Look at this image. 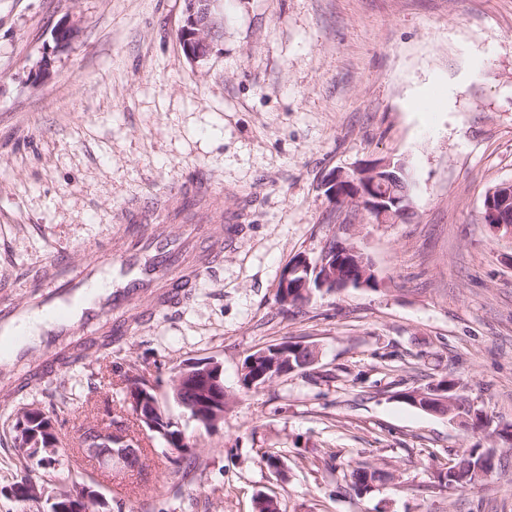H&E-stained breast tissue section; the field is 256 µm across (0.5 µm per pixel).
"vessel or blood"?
Listing matches in <instances>:
<instances>
[{
	"label": "vessel or blood",
	"instance_id": "1",
	"mask_svg": "<svg viewBox=\"0 0 512 512\" xmlns=\"http://www.w3.org/2000/svg\"><path fill=\"white\" fill-rule=\"evenodd\" d=\"M190 223H180L182 215ZM222 220L212 186L174 184L161 201L146 202L123 218L96 258L72 268L63 258L45 263L32 285L36 298L15 301L0 288V371L28 360L22 330L31 317L44 320L42 356L26 380L37 383L55 367L91 354L102 337L124 335L132 324L173 307L224 257Z\"/></svg>",
	"mask_w": 512,
	"mask_h": 512
}]
</instances>
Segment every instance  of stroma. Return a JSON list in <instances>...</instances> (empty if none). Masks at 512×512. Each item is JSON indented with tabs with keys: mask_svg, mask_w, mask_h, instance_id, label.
Here are the masks:
<instances>
[{
	"mask_svg": "<svg viewBox=\"0 0 512 512\" xmlns=\"http://www.w3.org/2000/svg\"><path fill=\"white\" fill-rule=\"evenodd\" d=\"M207 58L182 47L184 0H0V282L47 260L82 263L122 211L174 182L207 181L223 203L224 258L180 303L133 325L110 350L21 390L0 375V512H47L60 492L12 426L29 407L76 447L82 403L146 374L196 448L172 465L141 433L134 470L83 458L126 512H512V448L491 429L407 404L401 391L446 375L493 426H512V239L481 221L486 191L512 182V0H218ZM74 35L57 46L54 32ZM406 164L407 220L377 224L327 195L331 172ZM349 238L375 288L315 293L281 306L299 255ZM284 341L316 361L261 388L245 358ZM218 360L232 403L216 431L171 398L180 365ZM478 446L507 463L468 488L439 480ZM279 457L274 473L263 453ZM392 471L360 494L352 467ZM42 498L21 501V479Z\"/></svg>",
	"mask_w": 512,
	"mask_h": 512,
	"instance_id": "1",
	"label": "stroma"
}]
</instances>
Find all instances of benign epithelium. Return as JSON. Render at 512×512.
Returning a JSON list of instances; mask_svg holds the SVG:
<instances>
[{"label":"benign epithelium","mask_w":512,"mask_h":512,"mask_svg":"<svg viewBox=\"0 0 512 512\" xmlns=\"http://www.w3.org/2000/svg\"><path fill=\"white\" fill-rule=\"evenodd\" d=\"M186 23L181 30L182 44L186 54L200 60L209 55L213 42L219 29V20L214 11L217 0H185ZM405 172L404 164L393 163L390 160H379L369 164L360 165L350 172L338 171L325 183L326 192L333 197L338 204L351 205L365 211L377 224H388L394 214V210L400 209L405 198L398 196L386 189L385 184L392 183L395 175L390 169ZM512 209V182L502 183L492 189L484 197L483 222L492 233L503 234L512 238V224L506 223L501 218V213ZM350 269L352 274L345 276L344 271ZM316 279L318 290L335 291L338 288L355 286L368 288L378 285L377 276L369 257L355 244L351 243L339 253L322 254L320 260L313 264L305 256L297 257L290 265L283 278V288H288L289 283L295 282L301 286V293L310 297L313 291L309 289L311 279ZM307 356L308 363L315 360V349L303 345L294 352ZM281 346L267 347L259 350L249 361V365H255L258 361H264L265 374L272 377L281 376L296 370L293 364L292 354ZM221 364L214 359L191 361L177 369L170 378L169 387L176 394L184 392L185 385L193 386L197 391L194 400L183 403L185 408L192 412L194 420H204L215 429L224 422V405L213 401V398H221L219 391L224 389L220 382ZM154 389V384L147 380L139 387L133 389V395L129 401L133 403V414L139 421L142 432H155L159 429L158 422L165 421L160 413L157 403L148 395V391ZM458 387L448 390V395L431 388L419 390L413 394L415 404L425 410L449 416L460 420L465 424L470 423L469 416L474 410L462 405L456 392ZM83 440L81 451L87 456L97 460L105 467L132 468L142 461L139 453L140 442L131 438L123 431L110 426V421L103 419L96 427L94 438ZM18 443L22 452L35 457L41 453L55 455L59 453L56 441H51L46 447L30 438L29 434L19 435ZM70 500L74 504H61L56 507V512H67L69 509L80 512H111V506L105 495L88 485L71 494Z\"/></svg>","instance_id":"7a95c632"}]
</instances>
